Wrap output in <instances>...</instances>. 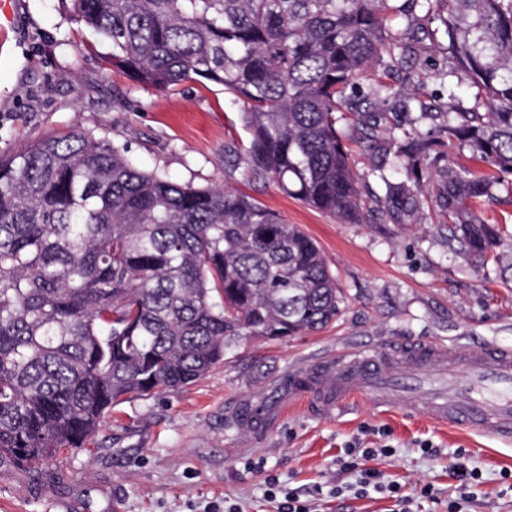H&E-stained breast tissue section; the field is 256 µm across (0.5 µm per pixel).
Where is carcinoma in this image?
Masks as SVG:
<instances>
[{
    "label": "carcinoma",
    "mask_w": 512,
    "mask_h": 512,
    "mask_svg": "<svg viewBox=\"0 0 512 512\" xmlns=\"http://www.w3.org/2000/svg\"><path fill=\"white\" fill-rule=\"evenodd\" d=\"M108 45L106 67L166 91L204 79L243 105L248 145L229 166L275 181L340 223L360 224L358 178L336 129L352 112L375 169L412 174L434 143L405 129L410 102L367 112L360 80L407 73L409 30L438 23L446 76L469 106L422 116L447 144L512 175V0H59ZM424 14L413 16L416 6ZM385 185L394 224L418 188ZM512 181L453 166L432 183L452 249L512 283V226L470 204ZM344 302L323 252L299 226L222 187L179 184L134 166L124 148L79 127L0 154V463L39 468L82 448L128 396L178 390L249 339L320 331Z\"/></svg>",
    "instance_id": "obj_1"
}]
</instances>
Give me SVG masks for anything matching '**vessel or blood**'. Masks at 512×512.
Wrapping results in <instances>:
<instances>
[{"label": "vessel or blood", "mask_w": 512, "mask_h": 512, "mask_svg": "<svg viewBox=\"0 0 512 512\" xmlns=\"http://www.w3.org/2000/svg\"><path fill=\"white\" fill-rule=\"evenodd\" d=\"M288 390L316 392L326 406L353 395L383 407L425 409L441 424L512 442V348L460 353L437 343H400L290 374Z\"/></svg>", "instance_id": "1"}]
</instances>
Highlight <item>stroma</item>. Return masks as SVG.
Returning <instances> with one entry per match:
<instances>
[{
    "label": "stroma",
    "mask_w": 512,
    "mask_h": 512,
    "mask_svg": "<svg viewBox=\"0 0 512 512\" xmlns=\"http://www.w3.org/2000/svg\"><path fill=\"white\" fill-rule=\"evenodd\" d=\"M16 2L0 48V153L77 126L123 147L142 169L249 197L317 240L345 305L323 331L244 342L188 387L121 403L93 443L62 460L38 470L0 464V512H203L211 502L275 512L266 498L270 474L315 512H397L387 494L352 492L359 475L342 466L352 448L376 449L368 468L399 485L413 512H445L457 497L461 482L449 469L457 452L478 473L467 512H512V443L441 427L422 411H384L366 395L337 411L281 387L290 373L395 342L436 341L466 352L487 343L512 347V288L495 266L450 249L441 202L430 191L446 166L479 176L490 168L468 148L448 147L423 172L421 209L394 224L378 204L385 187L371 152L354 120H339L352 166L374 193L363 223H339L272 180L227 167L225 146L247 143L248 134L241 103L223 87L196 80L164 92L141 87L105 70L107 45L85 49L57 0ZM418 41L410 80L393 79L394 93L379 109L398 110L418 87L428 110L452 107L439 77L445 40L422 34ZM425 484L436 498L418 496Z\"/></svg>",
    "instance_id": "35a3bbf8"
}]
</instances>
